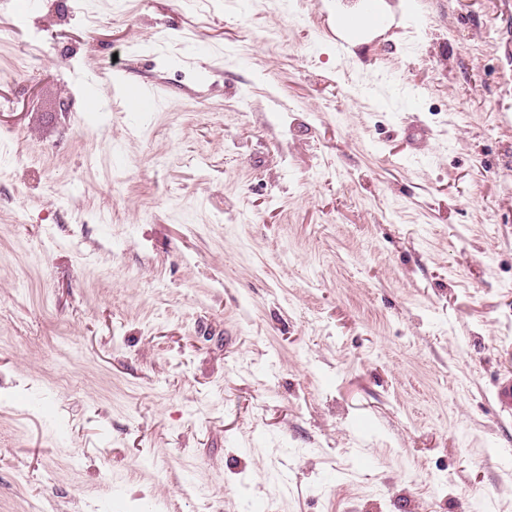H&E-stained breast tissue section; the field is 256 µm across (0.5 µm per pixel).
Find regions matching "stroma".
I'll list each match as a JSON object with an SVG mask.
<instances>
[{
    "mask_svg": "<svg viewBox=\"0 0 512 512\" xmlns=\"http://www.w3.org/2000/svg\"><path fill=\"white\" fill-rule=\"evenodd\" d=\"M384 3L0 0V512H512V0Z\"/></svg>",
    "mask_w": 512,
    "mask_h": 512,
    "instance_id": "stroma-1",
    "label": "stroma"
}]
</instances>
